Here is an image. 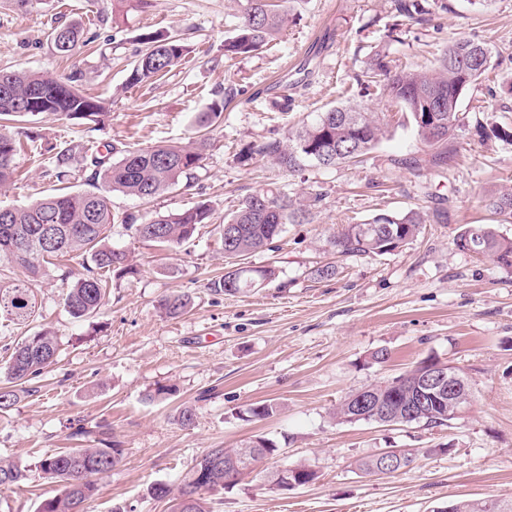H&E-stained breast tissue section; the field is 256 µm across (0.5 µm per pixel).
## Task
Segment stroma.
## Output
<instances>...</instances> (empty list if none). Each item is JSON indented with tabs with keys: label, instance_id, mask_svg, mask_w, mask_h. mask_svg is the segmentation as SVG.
Wrapping results in <instances>:
<instances>
[{
	"label": "stroma",
	"instance_id": "obj_1",
	"mask_svg": "<svg viewBox=\"0 0 512 512\" xmlns=\"http://www.w3.org/2000/svg\"><path fill=\"white\" fill-rule=\"evenodd\" d=\"M428 19L396 26L394 0H288V20L275 44L232 60L224 41L238 22L232 0H41L30 9L0 0V69L70 75L103 102L101 122L40 116L14 124L17 178L0 206L22 207L53 193L50 155L75 158L110 142L152 146L191 140L194 120L212 100L232 94L189 186L151 204L118 192L115 215L169 214L204 202L216 217L267 185L290 195H319L306 224H289L272 249L247 257L276 276L228 295L211 290L224 276L218 225L187 244L162 250L112 224L109 242L126 251L135 274L111 279L91 318L65 307L67 273L81 258L59 259L33 286L41 304L33 321L0 319V386L5 362L28 335L51 330L57 358L40 378L0 410V459L30 466L26 482L0 492V512H38L61 483L33 468L47 455L97 447L98 425L122 451L97 475L89 512H172L197 460L211 448H234L262 437L277 451L215 496L213 512H442L449 502H512V269L459 249L466 224H487L481 198L512 188V144L479 140L478 127L512 123V0H424ZM79 24L86 45L59 58L51 28ZM167 31L182 38L185 62L160 80L126 82L140 35ZM484 42L495 68L464 93V124L449 141L444 167L430 165L408 114L390 98L361 90L356 79L372 51L396 64L431 67L453 40ZM337 105L378 113L386 135L355 166L308 165L288 172L249 147L289 131ZM418 208L429 219L409 243L378 257H343L329 244L344 225L382 211ZM334 264L325 279L316 270ZM191 296L188 310L160 307L174 292ZM384 361H374L377 351ZM459 368L471 402L447 425L339 424L337 405L349 394L389 381L427 357ZM172 386V395L154 391ZM277 404L266 419L251 416ZM192 424L177 420L182 407ZM385 448L412 453L410 467L366 474L358 460ZM308 466L316 478L280 489L272 472ZM166 485L170 494L152 497Z\"/></svg>",
	"mask_w": 512,
	"mask_h": 512
}]
</instances>
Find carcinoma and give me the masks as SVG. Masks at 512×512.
I'll return each mask as SVG.
<instances>
[{
    "label": "carcinoma",
    "mask_w": 512,
    "mask_h": 512,
    "mask_svg": "<svg viewBox=\"0 0 512 512\" xmlns=\"http://www.w3.org/2000/svg\"><path fill=\"white\" fill-rule=\"evenodd\" d=\"M240 6L239 23L233 35L224 41V57L233 58L258 52L275 40L287 13L286 0H235ZM82 28L69 24L52 29L50 41L62 57H69L79 46ZM142 48L128 77L132 85L151 83L177 67L187 54V47L171 33H148L141 37ZM493 50L483 42L456 39L448 45L437 68L431 71L390 70L385 55L375 52L367 72V87H382L386 95L408 113L419 139L429 145H442L461 124L459 112L462 95L493 65ZM0 120L13 121L23 117L54 116L69 120L96 121L102 115L99 101L82 94L72 85V77H52L26 71H0ZM224 99L210 103L199 116L196 140L185 145L163 144L148 147H112L117 159L110 162L98 155L90 156L93 175L91 189L77 193H56L25 207H0V261H8L22 269V275L7 282L0 281V319L16 325L35 317L39 302L31 282L46 275V264L57 257L80 253L90 260L68 286L65 306L76 319L94 316L107 293L108 275L117 278L135 273L124 250L106 243L108 227L119 217L112 213L109 194L120 192L144 203L157 195L180 186L193 177L208 147L207 130L223 116ZM432 112L443 132L430 138L420 131L417 114ZM383 123L373 112L348 106L332 107L319 113L287 139H272L259 145L255 153L279 168L295 172L324 157L329 166L356 163L375 147L384 136ZM16 140L0 133V191L7 188L15 175ZM73 171V158L67 151L56 154L50 172L58 181ZM319 196L293 198L280 189L260 190L245 196L237 209L224 217L233 225V232L224 235V261L228 272L213 283L226 294L255 288L275 277L271 267L231 271L243 257L269 247L287 224L308 220L311 206ZM485 207L512 223V188L488 196ZM132 236L154 243L167 250L191 240L202 224L214 221L213 211L205 203L187 210L143 219L132 213L120 217ZM427 223V214L420 209L403 212L383 211L361 224H348L331 239L342 256H382L390 251L389 241L375 228L388 224L401 242L412 240L420 226ZM457 247L471 248L503 268L512 269V238L499 234L491 224H467L455 238ZM191 297L173 293L163 300L166 315L176 317L187 310ZM59 351L57 337L48 330L26 336L7 360L9 382L19 386L40 377ZM398 385L385 383L370 387L371 396L396 407L407 409L416 399L417 389L410 374L397 378ZM471 395L463 397L454 408L443 404L429 408V414L410 423L437 427L456 418L470 403ZM248 448H211L194 467L195 484L193 512H210L201 493L224 491V458L240 456ZM120 461V449L74 448L67 453L39 459L34 468L44 477L61 482L67 470L77 474L75 488L63 486L60 494L43 501L38 512H74V505L87 503L94 497L93 477L107 472ZM28 467L15 462L0 461V486L12 487L27 479Z\"/></svg>",
    "instance_id": "obj_1"
}]
</instances>
